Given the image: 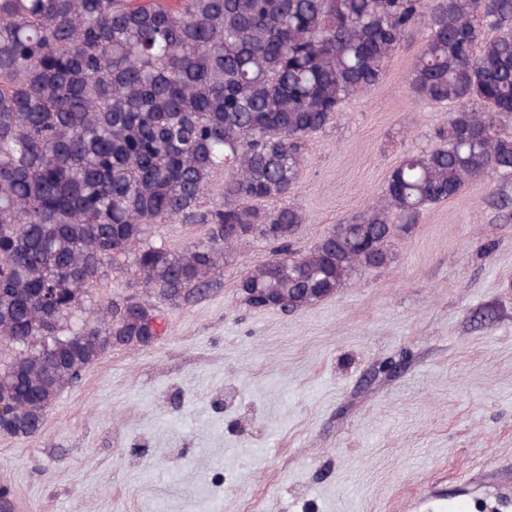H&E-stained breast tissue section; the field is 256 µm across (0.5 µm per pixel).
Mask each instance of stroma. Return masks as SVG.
I'll use <instances>...</instances> for the list:
<instances>
[{"instance_id": "obj_1", "label": "stroma", "mask_w": 512, "mask_h": 512, "mask_svg": "<svg viewBox=\"0 0 512 512\" xmlns=\"http://www.w3.org/2000/svg\"><path fill=\"white\" fill-rule=\"evenodd\" d=\"M420 49L404 42L310 138L295 251L434 147L450 108L411 89ZM390 249L389 267L288 313L237 295L273 256L260 237L180 299L132 286L119 260L87 309L135 297L161 335L107 349L35 434L0 433V497L11 512H512V178L472 182Z\"/></svg>"}]
</instances>
